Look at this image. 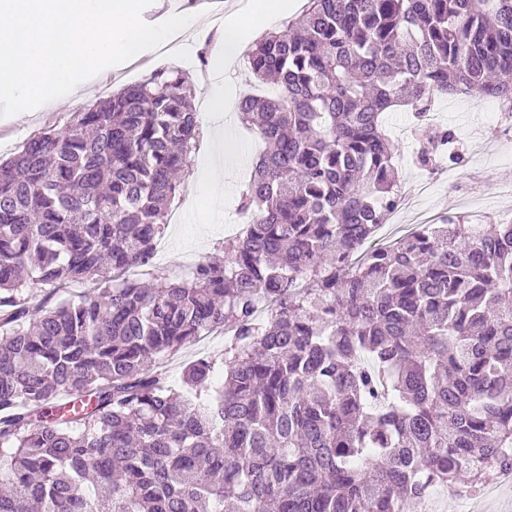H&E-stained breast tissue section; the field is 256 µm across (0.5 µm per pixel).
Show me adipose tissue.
<instances>
[{
    "instance_id": "1",
    "label": "adipose tissue",
    "mask_w": 512,
    "mask_h": 512,
    "mask_svg": "<svg viewBox=\"0 0 512 512\" xmlns=\"http://www.w3.org/2000/svg\"><path fill=\"white\" fill-rule=\"evenodd\" d=\"M288 9V0H247L236 15L218 29L217 46L211 54L217 74L229 72L251 29L264 26Z\"/></svg>"
}]
</instances>
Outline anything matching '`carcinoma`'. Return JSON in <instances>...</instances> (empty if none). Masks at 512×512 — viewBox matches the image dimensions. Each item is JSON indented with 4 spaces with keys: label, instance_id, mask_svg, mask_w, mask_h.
Here are the masks:
<instances>
[{
    "label": "carcinoma",
    "instance_id": "1",
    "mask_svg": "<svg viewBox=\"0 0 512 512\" xmlns=\"http://www.w3.org/2000/svg\"><path fill=\"white\" fill-rule=\"evenodd\" d=\"M247 58L273 89L238 104L264 144L250 222L187 281L120 277L200 135L185 70L0 161V512H423L512 471V224L365 248L398 202L384 113L512 100V0H308ZM79 280L96 293L32 301ZM226 325L222 359L155 370Z\"/></svg>",
    "mask_w": 512,
    "mask_h": 512
}]
</instances>
